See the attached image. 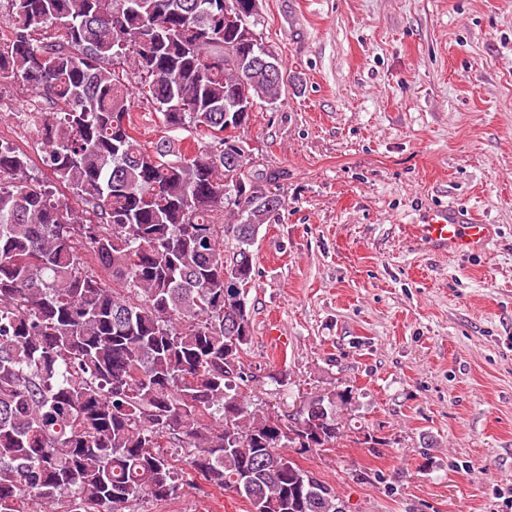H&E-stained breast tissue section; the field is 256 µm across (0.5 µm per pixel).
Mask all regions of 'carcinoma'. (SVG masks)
<instances>
[{
    "instance_id": "cac0c4a2",
    "label": "carcinoma",
    "mask_w": 512,
    "mask_h": 512,
    "mask_svg": "<svg viewBox=\"0 0 512 512\" xmlns=\"http://www.w3.org/2000/svg\"><path fill=\"white\" fill-rule=\"evenodd\" d=\"M229 2L234 23L224 0H0V95L31 93L53 178L0 138V512H137L197 479L348 512L288 449L336 447L353 390L290 421L242 392L252 247L281 198L240 129L284 86L239 36L259 0ZM136 104L164 135L134 134Z\"/></svg>"
}]
</instances>
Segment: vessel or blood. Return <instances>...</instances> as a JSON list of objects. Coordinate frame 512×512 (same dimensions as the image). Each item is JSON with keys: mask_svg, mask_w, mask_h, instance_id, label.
<instances>
[{"mask_svg": "<svg viewBox=\"0 0 512 512\" xmlns=\"http://www.w3.org/2000/svg\"><path fill=\"white\" fill-rule=\"evenodd\" d=\"M419 235L427 244L453 248L459 253L475 251L483 246L492 227L476 221H463L457 210L440 207L428 213L419 224Z\"/></svg>", "mask_w": 512, "mask_h": 512, "instance_id": "vessel-or-blood-1", "label": "vessel or blood"}]
</instances>
